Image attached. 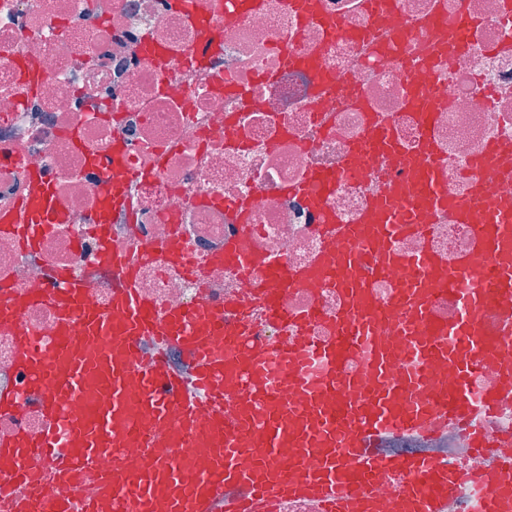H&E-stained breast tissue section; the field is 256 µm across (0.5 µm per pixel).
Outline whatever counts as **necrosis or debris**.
<instances>
[{
    "instance_id": "necrosis-or-debris-1",
    "label": "necrosis or debris",
    "mask_w": 512,
    "mask_h": 512,
    "mask_svg": "<svg viewBox=\"0 0 512 512\" xmlns=\"http://www.w3.org/2000/svg\"><path fill=\"white\" fill-rule=\"evenodd\" d=\"M320 7L347 37L284 0L236 17L231 0H0V217L32 203L38 178L56 215L32 256L0 233V283L21 294L66 270L107 307L119 276L103 232L159 308L217 311L242 289L224 262L230 243L258 259L259 277L269 257L310 266L324 214L358 223L425 135L406 106L413 90L432 101L426 134L450 193L512 197V158L479 186L467 177L487 147L512 143V0H397L392 27L376 25L365 0ZM462 13L476 24L451 57L444 35L416 27ZM291 50L317 52V68L289 66ZM374 121L388 124L398 155H363L355 177L323 192L313 175L335 174ZM109 157L141 178L119 180ZM148 244L158 252L145 262ZM471 244L469 225L444 211L424 237L395 242L451 269Z\"/></svg>"
}]
</instances>
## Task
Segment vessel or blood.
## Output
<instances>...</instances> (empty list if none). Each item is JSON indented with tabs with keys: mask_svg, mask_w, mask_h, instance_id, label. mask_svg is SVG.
<instances>
[{
	"mask_svg": "<svg viewBox=\"0 0 512 512\" xmlns=\"http://www.w3.org/2000/svg\"><path fill=\"white\" fill-rule=\"evenodd\" d=\"M472 25L458 18L449 53L467 50ZM395 151L389 128L372 123L345 172L353 174L364 153ZM440 168L424 143L406 166L411 194L391 179L310 267L270 259L264 278L253 279L254 258L227 249L225 263L245 273L246 293L281 333L275 351L240 299L226 301L221 317L157 309L117 254L122 284L104 309L64 276L24 295L1 284L0 328L14 335L16 362L45 423L42 435L0 438L5 512H283L292 499L313 512H448L462 472L427 452L382 447L394 437L432 441L452 428L487 459L472 477L480 512H512V461L498 454L512 447V432L485 427L512 399V201H458ZM442 210L471 224L475 241L453 277L438 257L394 247L399 236L424 233ZM52 213L44 179L25 222L9 230L34 248ZM494 272L500 311L489 336L485 292ZM385 274L399 286L381 303L369 283ZM317 281L341 298L326 336L309 333L319 309L293 313L282 304L287 288ZM443 297L458 307L452 318L430 314ZM35 302L57 311L52 339L22 322ZM173 348L189 374L170 364ZM478 371L495 373L497 385L473 392Z\"/></svg>",
	"mask_w": 512,
	"mask_h": 512,
	"instance_id": "vessel-or-blood-1",
	"label": "vessel or blood"
}]
</instances>
